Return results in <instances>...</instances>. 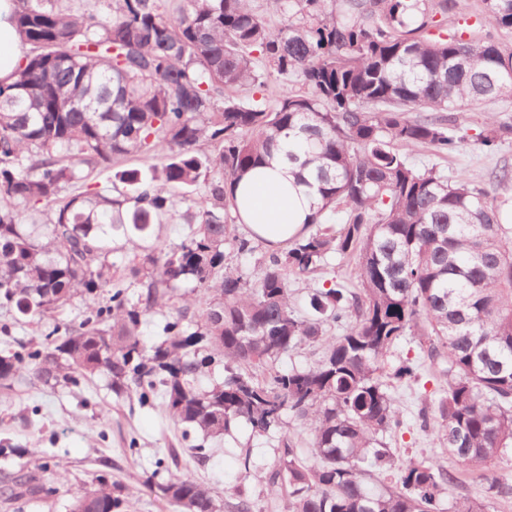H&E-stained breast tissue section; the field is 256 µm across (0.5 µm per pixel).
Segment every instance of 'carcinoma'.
<instances>
[{
  "label": "carcinoma",
  "mask_w": 512,
  "mask_h": 512,
  "mask_svg": "<svg viewBox=\"0 0 512 512\" xmlns=\"http://www.w3.org/2000/svg\"><path fill=\"white\" fill-rule=\"evenodd\" d=\"M16 2L31 50L0 86V308L41 318L78 299L85 310L41 345L0 355V387L105 373L118 396L159 399L184 436L217 437L240 420L266 433L288 412L310 426L312 461L283 439L267 488L288 486L286 512H492L512 493V225L501 221L512 197L418 169L403 153L512 138L494 112L473 137L460 120L512 96V47L433 34L458 0H264L275 25L256 0H175L172 11L170 0ZM480 13L512 31V0H481ZM272 85V100L238 94ZM278 147L315 201L250 282L224 266L225 245L250 256L266 241L230 233L231 185ZM158 154L159 168L66 193L126 157ZM200 188L205 205L186 238L155 239ZM336 256L355 261L360 288L333 277L310 288L312 316L297 315L291 282L314 280ZM177 296L166 339L145 347L143 319ZM407 335L440 367L437 404L418 417L478 473L474 497L443 503L459 472L401 463L387 446L403 425L391 380L420 377L408 359L384 370ZM301 347L324 352L308 367L276 368ZM220 365L224 379L198 389ZM42 472L5 476L3 494L42 495ZM158 491L182 512H221L189 478ZM119 506L98 483L70 512Z\"/></svg>",
  "instance_id": "1"
}]
</instances>
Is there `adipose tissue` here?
I'll list each match as a JSON object with an SVG mask.
<instances>
[{
	"instance_id": "1",
	"label": "adipose tissue",
	"mask_w": 512,
	"mask_h": 512,
	"mask_svg": "<svg viewBox=\"0 0 512 512\" xmlns=\"http://www.w3.org/2000/svg\"><path fill=\"white\" fill-rule=\"evenodd\" d=\"M14 0H0V82H11L23 57L14 23ZM313 192L298 184L289 162L273 159L246 173L234 186L237 215L247 231L271 246L296 235L306 222Z\"/></svg>"
}]
</instances>
